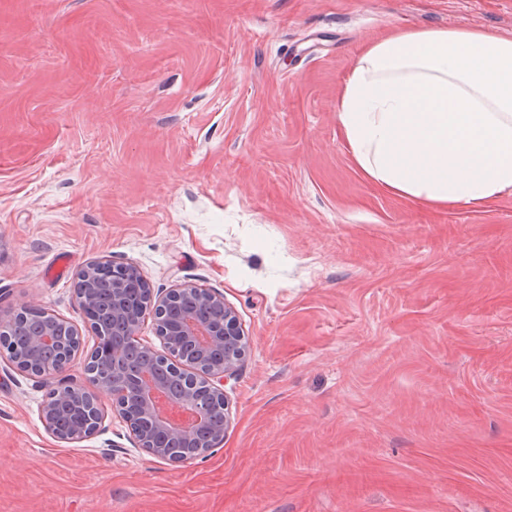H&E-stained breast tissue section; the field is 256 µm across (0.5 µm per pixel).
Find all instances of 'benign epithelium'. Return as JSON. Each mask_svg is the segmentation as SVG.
I'll return each instance as SVG.
<instances>
[{
    "label": "benign epithelium",
    "mask_w": 512,
    "mask_h": 512,
    "mask_svg": "<svg viewBox=\"0 0 512 512\" xmlns=\"http://www.w3.org/2000/svg\"><path fill=\"white\" fill-rule=\"evenodd\" d=\"M102 269L116 276L109 298L113 320L125 325L129 340L140 352L151 356L156 350L139 339L140 314L128 308V285L140 288V309L153 316L155 333L167 349L170 374L157 377L143 368L117 383L90 372L88 383H77L64 376L83 353L82 338L70 322L40 305L0 309L1 339L30 311H40L47 318V325L32 338L30 349L7 358L17 372L54 383L40 406L45 431L66 444L92 437L103 420L100 398L108 394L137 448L154 459L184 464L200 453H180L178 449L192 446L211 407L221 403L224 422L206 434V447H218L232 423L225 382L236 375L250 348L236 312L216 290L185 283L161 295L136 265L97 259L78 270L74 287V300L93 329L99 302L95 278Z\"/></svg>",
    "instance_id": "1"
}]
</instances>
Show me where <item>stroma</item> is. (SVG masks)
Instances as JSON below:
<instances>
[{
  "mask_svg": "<svg viewBox=\"0 0 512 512\" xmlns=\"http://www.w3.org/2000/svg\"><path fill=\"white\" fill-rule=\"evenodd\" d=\"M457 27L512 37V0H0V306L92 350L72 288L107 257L250 338L184 465L108 396L57 442L0 357V512H512V196L387 194L336 114L364 44Z\"/></svg>",
  "mask_w": 512,
  "mask_h": 512,
  "instance_id": "35a3bbf8",
  "label": "stroma"
}]
</instances>
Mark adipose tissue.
Returning a JSON list of instances; mask_svg holds the SVG:
<instances>
[{"mask_svg": "<svg viewBox=\"0 0 512 512\" xmlns=\"http://www.w3.org/2000/svg\"><path fill=\"white\" fill-rule=\"evenodd\" d=\"M361 172L448 209L512 195V38L396 30L363 46L336 104Z\"/></svg>", "mask_w": 512, "mask_h": 512, "instance_id": "1", "label": "adipose tissue"}]
</instances>
